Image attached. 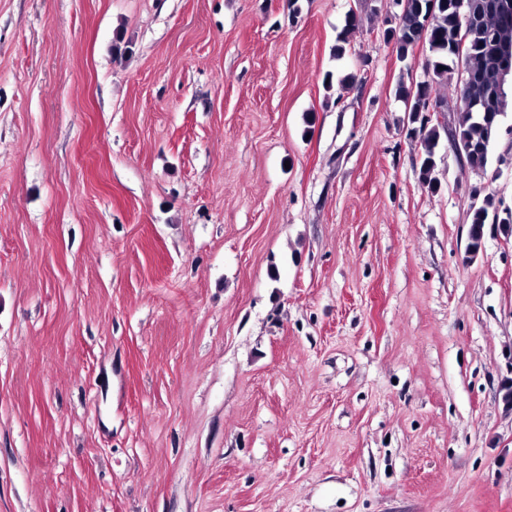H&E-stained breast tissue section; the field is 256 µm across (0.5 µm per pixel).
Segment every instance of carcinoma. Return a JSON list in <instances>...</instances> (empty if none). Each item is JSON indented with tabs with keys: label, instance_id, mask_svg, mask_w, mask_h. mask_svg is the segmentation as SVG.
Returning a JSON list of instances; mask_svg holds the SVG:
<instances>
[{
	"label": "carcinoma",
	"instance_id": "obj_1",
	"mask_svg": "<svg viewBox=\"0 0 512 512\" xmlns=\"http://www.w3.org/2000/svg\"><path fill=\"white\" fill-rule=\"evenodd\" d=\"M499 0H472L474 11L468 23L459 19L457 0H435V8L425 41L429 56L424 67L430 80L408 84L399 79L395 96L408 103L410 121L415 124L411 137L420 144L419 176L423 184L436 189L438 179L436 147L440 139V125L426 117L428 103L436 87L455 83L456 90L465 88L464 78L470 79L479 100L480 111L458 109L457 125L450 130L455 146L462 148L468 167L485 173L491 163V152L498 140L505 116L507 91L499 70L503 52H512V21H505L496 4ZM430 0H404L405 21L398 29L397 52L407 57L419 40L417 25L428 13ZM361 20L355 13L348 16V24L337 37L335 53L346 52L350 30L358 27ZM499 202L486 195L470 208L467 249L473 256L483 250L484 229L488 224L499 223L504 233L512 232V218L495 219Z\"/></svg>",
	"mask_w": 512,
	"mask_h": 512
}]
</instances>
